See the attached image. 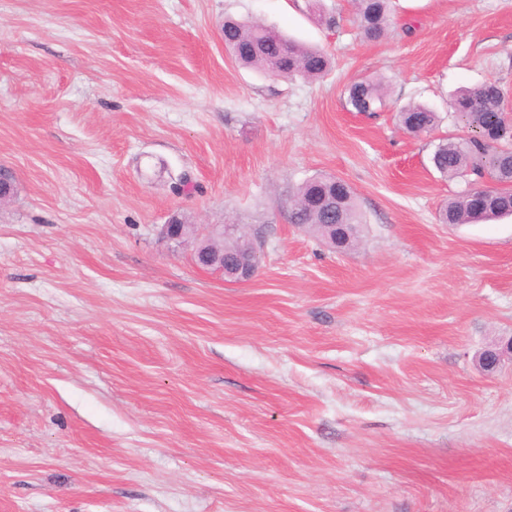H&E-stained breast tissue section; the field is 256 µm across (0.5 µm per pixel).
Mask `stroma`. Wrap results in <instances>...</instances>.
Wrapping results in <instances>:
<instances>
[{
    "mask_svg": "<svg viewBox=\"0 0 512 512\" xmlns=\"http://www.w3.org/2000/svg\"><path fill=\"white\" fill-rule=\"evenodd\" d=\"M228 17L333 67H243ZM488 80L512 116V0H395L377 41L352 0H0V512H512V362L475 361L512 336V216L440 223L474 181L431 162ZM319 174L353 249L287 219ZM225 222L249 282L194 261ZM346 103L355 112L374 114L382 106L385 88L380 82L359 81L346 90ZM437 118L436 112L423 105H409L399 113L401 126L414 135L429 132L435 126Z\"/></svg>",
    "mask_w": 512,
    "mask_h": 512,
    "instance_id": "1",
    "label": "stroma"
}]
</instances>
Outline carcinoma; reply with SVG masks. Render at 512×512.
Instances as JSON below:
<instances>
[{
	"label": "carcinoma",
	"instance_id": "1",
	"mask_svg": "<svg viewBox=\"0 0 512 512\" xmlns=\"http://www.w3.org/2000/svg\"><path fill=\"white\" fill-rule=\"evenodd\" d=\"M363 35L377 40L391 24L393 0H354ZM224 46L239 63L288 76L316 78L330 67L320 50L300 44L257 22L224 21ZM352 110L373 114L382 106L385 88L380 82L359 81L346 90ZM504 92L495 81L465 90L451 107L470 129L464 136L436 146L432 162L445 177L474 175L498 184L494 190L465 193L448 200L443 210L445 224H470L512 214V122L504 112ZM401 126L409 133L429 132L437 115L423 105H410L399 113ZM291 224H362L356 194L344 180L317 175L302 183L288 211Z\"/></svg>",
	"mask_w": 512,
	"mask_h": 512
}]
</instances>
